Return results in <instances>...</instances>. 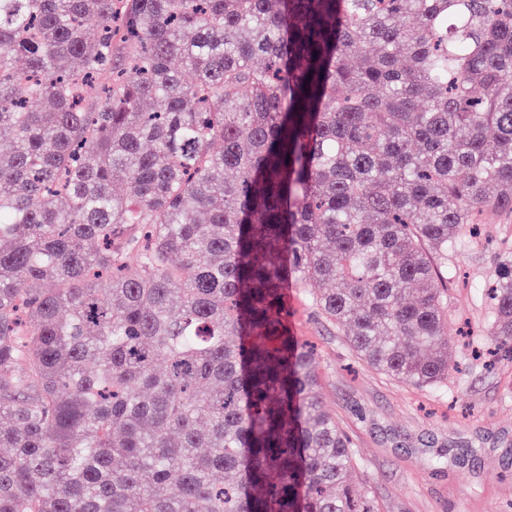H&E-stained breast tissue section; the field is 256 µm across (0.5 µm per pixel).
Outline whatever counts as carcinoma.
<instances>
[{
  "label": "carcinoma",
  "mask_w": 512,
  "mask_h": 512,
  "mask_svg": "<svg viewBox=\"0 0 512 512\" xmlns=\"http://www.w3.org/2000/svg\"><path fill=\"white\" fill-rule=\"evenodd\" d=\"M1 131L0 512H377L286 288L448 381L436 261L512 216V0H0ZM494 284L512 358L511 251Z\"/></svg>",
  "instance_id": "1"
}]
</instances>
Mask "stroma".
<instances>
[{"instance_id":"1","label":"stroma","mask_w":512,"mask_h":512,"mask_svg":"<svg viewBox=\"0 0 512 512\" xmlns=\"http://www.w3.org/2000/svg\"><path fill=\"white\" fill-rule=\"evenodd\" d=\"M488 240L448 251L446 384L418 388L361 360L308 302L324 283L305 270L290 292V325L316 347L325 410L356 445V487L378 512H512V362L487 367L477 350L496 336L485 288L512 223L483 216Z\"/></svg>"}]
</instances>
